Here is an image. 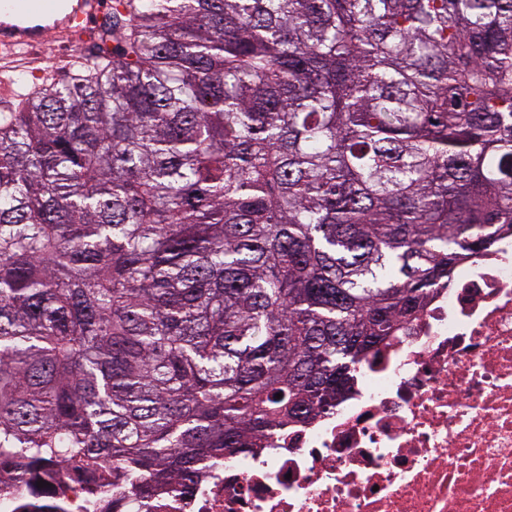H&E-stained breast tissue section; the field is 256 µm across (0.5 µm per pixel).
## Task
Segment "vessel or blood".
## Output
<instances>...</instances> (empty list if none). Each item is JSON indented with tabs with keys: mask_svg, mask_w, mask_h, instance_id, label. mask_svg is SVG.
I'll return each instance as SVG.
<instances>
[{
	"mask_svg": "<svg viewBox=\"0 0 512 512\" xmlns=\"http://www.w3.org/2000/svg\"><path fill=\"white\" fill-rule=\"evenodd\" d=\"M101 0H0V50L17 57L52 32H73L99 20Z\"/></svg>",
	"mask_w": 512,
	"mask_h": 512,
	"instance_id": "vessel-or-blood-1",
	"label": "vessel or blood"
}]
</instances>
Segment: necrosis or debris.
Segmentation results:
<instances>
[{"label": "necrosis or debris", "mask_w": 512, "mask_h": 512, "mask_svg": "<svg viewBox=\"0 0 512 512\" xmlns=\"http://www.w3.org/2000/svg\"><path fill=\"white\" fill-rule=\"evenodd\" d=\"M1 479L0 512H112L81 471ZM151 512H512V234L460 261L316 418L268 433Z\"/></svg>", "instance_id": "necrosis-or-debris-1"}]
</instances>
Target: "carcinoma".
<instances>
[{
  "instance_id": "1",
  "label": "carcinoma",
  "mask_w": 512,
  "mask_h": 512,
  "mask_svg": "<svg viewBox=\"0 0 512 512\" xmlns=\"http://www.w3.org/2000/svg\"><path fill=\"white\" fill-rule=\"evenodd\" d=\"M8 80L0 472L112 512L315 418L512 230V0H112Z\"/></svg>"
}]
</instances>
